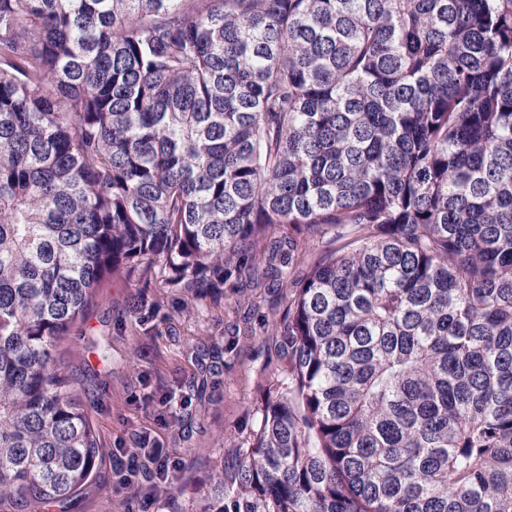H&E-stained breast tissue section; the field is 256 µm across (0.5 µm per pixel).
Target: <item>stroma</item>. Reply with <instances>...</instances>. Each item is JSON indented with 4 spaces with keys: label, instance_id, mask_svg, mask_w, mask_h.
<instances>
[{
    "label": "stroma",
    "instance_id": "1",
    "mask_svg": "<svg viewBox=\"0 0 512 512\" xmlns=\"http://www.w3.org/2000/svg\"><path fill=\"white\" fill-rule=\"evenodd\" d=\"M190 293L149 285L132 290L120 281L104 290L96 310L108 322L106 358L87 353L77 336L62 343L75 374L83 378L102 447L126 448L137 432L156 435L182 462L181 494L158 502L155 512H189L195 485L205 480L228 438L246 435L257 419L265 384L264 367L273 354L268 326L284 309V291L250 281L225 287L187 310ZM152 308L149 319L133 311L136 301ZM238 332L235 359L204 376L230 332ZM115 456H107L93 485L73 502L71 512H138L133 490L112 484Z\"/></svg>",
    "mask_w": 512,
    "mask_h": 512
}]
</instances>
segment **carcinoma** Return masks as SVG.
<instances>
[{"instance_id": "obj_1", "label": "carcinoma", "mask_w": 512, "mask_h": 512, "mask_svg": "<svg viewBox=\"0 0 512 512\" xmlns=\"http://www.w3.org/2000/svg\"><path fill=\"white\" fill-rule=\"evenodd\" d=\"M247 274L268 384L189 512H512V0H0V512L105 459L59 347L106 283Z\"/></svg>"}]
</instances>
